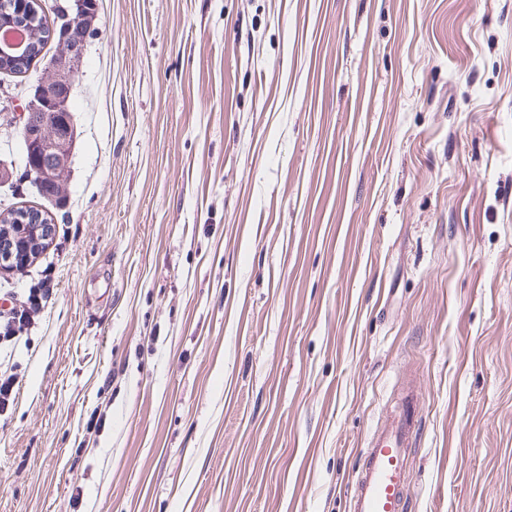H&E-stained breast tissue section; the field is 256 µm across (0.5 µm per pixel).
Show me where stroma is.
I'll use <instances>...</instances> for the list:
<instances>
[{"mask_svg": "<svg viewBox=\"0 0 512 512\" xmlns=\"http://www.w3.org/2000/svg\"><path fill=\"white\" fill-rule=\"evenodd\" d=\"M61 198L0 102V512H346L417 389L405 512H512V0H96ZM0 71L24 98L51 76ZM26 213H35L37 215H41V222L37 224L36 229L33 230L34 243L38 241L48 240L52 234L53 228L51 224H48L47 218L44 217V215L38 210L20 209L13 212H9L7 216L1 217L0 224H15V220L22 214ZM17 222L18 224H15V226L6 225V227H1L2 230L0 231V268L2 266L12 267V269H16V266L21 264L23 261H25L26 266L29 262V257L33 255L35 252L34 247L32 251H30L29 248L27 250H17L15 248V241L19 237L26 235L30 231L28 227L24 232H22L23 226L19 220ZM37 231H40L39 239L36 234ZM50 288H34L31 289L24 305L18 309H13L12 315L9 318L4 334L14 333V325H18L21 328L22 325L27 321L29 312L37 309L41 306L43 299L49 293Z\"/></svg>", "mask_w": 512, "mask_h": 512, "instance_id": "obj_1", "label": "stroma"}]
</instances>
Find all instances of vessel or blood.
Returning <instances> with one entry per match:
<instances>
[{
    "label": "vessel or blood",
    "mask_w": 512,
    "mask_h": 512,
    "mask_svg": "<svg viewBox=\"0 0 512 512\" xmlns=\"http://www.w3.org/2000/svg\"><path fill=\"white\" fill-rule=\"evenodd\" d=\"M419 428L416 396L409 391L373 432L355 474L348 512H404L406 463Z\"/></svg>",
    "instance_id": "vessel-or-blood-1"
}]
</instances>
